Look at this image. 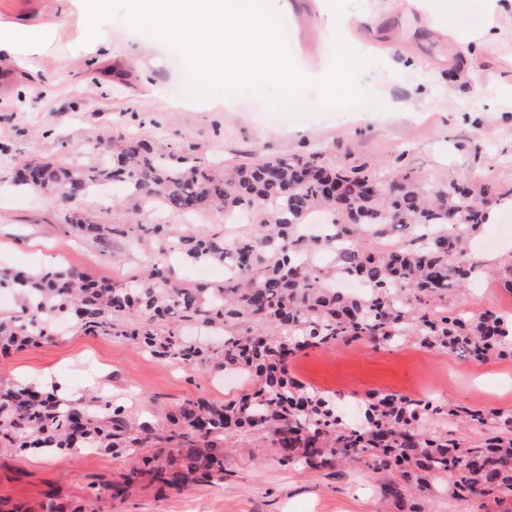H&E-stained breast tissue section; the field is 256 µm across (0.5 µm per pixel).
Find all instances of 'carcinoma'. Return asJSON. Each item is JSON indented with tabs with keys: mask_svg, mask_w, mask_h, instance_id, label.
<instances>
[{
	"mask_svg": "<svg viewBox=\"0 0 512 512\" xmlns=\"http://www.w3.org/2000/svg\"><path fill=\"white\" fill-rule=\"evenodd\" d=\"M12 181L70 202L71 226L83 238L125 237L136 227L156 248L144 274L123 283L69 270L37 277L1 270L0 290L21 293L22 316L0 320V350L48 338L53 320L73 316L86 335L128 336L159 358L217 363L255 376L253 387L237 399H187L180 405L169 418L168 439H180L187 430L204 447L163 448L153 456L149 464L161 486L181 490L222 472L210 439L261 428L275 438L286 464L319 470L372 458L391 476L392 495L399 494L401 481L423 490L429 479L446 475L445 492L452 498H512L511 437L494 435L475 445L426 434L423 422L440 408L381 393L367 404L363 422L352 427L330 398L304 390L287 372L288 362L304 349L364 337L393 342L415 336L423 345L482 360L512 355L511 320L493 310L475 319L448 310V295L474 270L466 239L486 223L490 210V201L476 198L469 187L453 183L424 192L406 174L384 181L372 169L336 170L313 156L257 159L219 173L167 157L139 137L120 139L112 155L93 167L28 161L15 169ZM104 182L122 186L142 210L158 203L181 214L243 213L253 231L229 245L216 234H187L175 224L135 226L121 217L111 224L89 222L74 201ZM318 210L334 215L330 241L341 244L336 264L327 268L306 260L318 243L300 233ZM397 224H413L418 233L392 249L356 243L365 234L383 237ZM172 242L187 260H227L233 271L222 284L188 287L167 262ZM339 271L360 278L368 292L352 295L337 288ZM182 325L245 330L213 346L206 336L188 340ZM448 415L482 424L497 419L468 407H450ZM150 436L133 435L125 411L111 407L99 392L66 400L0 385V450L142 448ZM140 474L137 467L121 474L111 484L112 496L124 497Z\"/></svg>",
	"mask_w": 512,
	"mask_h": 512,
	"instance_id": "obj_1",
	"label": "carcinoma"
}]
</instances>
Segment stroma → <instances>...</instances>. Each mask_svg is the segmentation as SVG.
Returning a JSON list of instances; mask_svg holds the SVG:
<instances>
[{
    "label": "stroma",
    "mask_w": 512,
    "mask_h": 512,
    "mask_svg": "<svg viewBox=\"0 0 512 512\" xmlns=\"http://www.w3.org/2000/svg\"><path fill=\"white\" fill-rule=\"evenodd\" d=\"M364 15L366 24L345 31L358 53L377 58L362 84L383 109L309 114L270 113L250 93L234 95L233 106L198 101L184 93L185 72L172 50L128 60V27L104 25L112 36V62L127 84L102 83L79 70L51 93H28L20 76H0V268L36 271L52 264L98 280L128 281L140 275L153 248L149 240L115 238L94 243L77 237L65 221L69 210L53 200L13 186L11 173L25 159L94 166L100 147L122 137H142L178 155L206 164L233 165L279 156H317L326 165H366L383 178L409 174L429 191L453 182L476 196L497 199L496 221L472 237L469 256L479 274L448 300L467 317L494 310L512 318V36L472 59L480 94L468 85L448 89L445 33L426 31L402 0H279L282 23L290 27L289 48L301 59L333 56V38L320 22L325 5ZM135 211L122 188L112 185L84 197L78 209L101 223L115 209ZM136 221L184 225L222 236L249 234L251 225L225 222L223 213L176 214L164 208L135 211ZM308 390L339 403H363L373 393H394L435 406L450 404L512 415V358L477 362L447 348L420 345L413 336L394 343L337 340L305 349L288 366ZM51 373L78 392L109 387L113 404L135 424L164 423L188 398L228 401L247 387L243 374L200 369L143 352L123 336H92L60 326L53 340L0 354V382L19 385ZM75 448L48 457L0 455V501L20 512H40L46 494L65 504H92L95 512H512V499L474 496L453 499L440 480L430 491L404 487L383 492L385 474L371 459L313 471L283 464L270 434L229 433L217 440L223 477L176 491L143 475L137 488L112 498L110 484L127 471L131 456L166 447Z\"/></svg>",
    "instance_id": "1"
}]
</instances>
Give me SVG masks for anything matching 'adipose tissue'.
<instances>
[{"label":"adipose tissue","mask_w":512,"mask_h":512,"mask_svg":"<svg viewBox=\"0 0 512 512\" xmlns=\"http://www.w3.org/2000/svg\"><path fill=\"white\" fill-rule=\"evenodd\" d=\"M51 21L0 16V73L20 72L32 92L50 93L67 75L66 68L46 74L42 63L58 56L62 33H69V57L83 68H96L112 55V41L99 33L95 21L109 9L111 0H54ZM407 7L420 9L427 30L437 31L441 19L476 14L484 19L475 33L460 30L457 43L465 55H472L512 31V0H405Z\"/></svg>","instance_id":"1"}]
</instances>
